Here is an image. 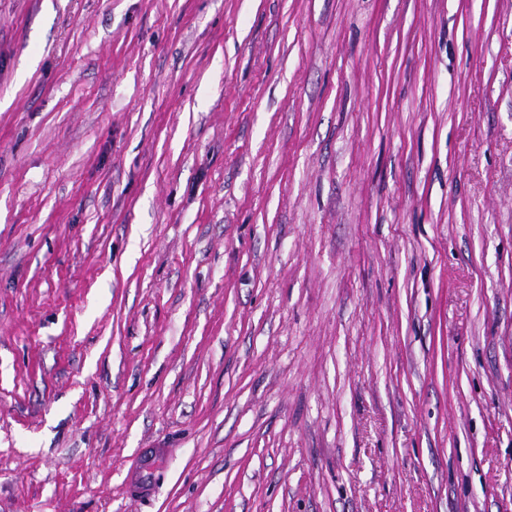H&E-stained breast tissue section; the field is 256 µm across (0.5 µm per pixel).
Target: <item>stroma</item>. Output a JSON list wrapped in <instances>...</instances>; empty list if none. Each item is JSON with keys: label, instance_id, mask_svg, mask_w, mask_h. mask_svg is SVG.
<instances>
[{"label": "stroma", "instance_id": "obj_1", "mask_svg": "<svg viewBox=\"0 0 512 512\" xmlns=\"http://www.w3.org/2000/svg\"><path fill=\"white\" fill-rule=\"evenodd\" d=\"M0 512H512V0H0Z\"/></svg>", "mask_w": 512, "mask_h": 512}]
</instances>
